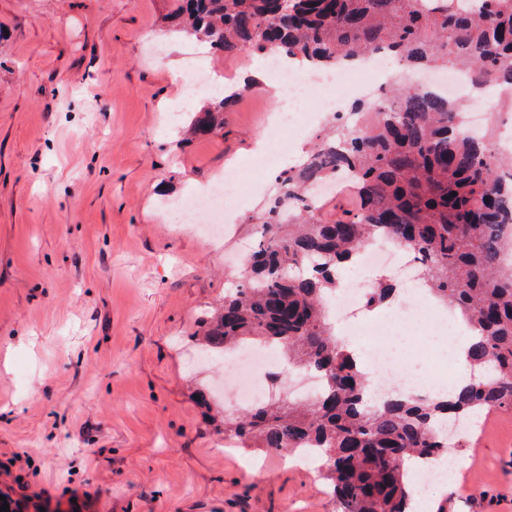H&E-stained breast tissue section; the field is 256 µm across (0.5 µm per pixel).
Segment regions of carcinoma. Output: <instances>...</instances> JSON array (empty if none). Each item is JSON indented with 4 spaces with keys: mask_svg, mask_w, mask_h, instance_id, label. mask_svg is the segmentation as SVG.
I'll list each match as a JSON object with an SVG mask.
<instances>
[{
    "mask_svg": "<svg viewBox=\"0 0 512 512\" xmlns=\"http://www.w3.org/2000/svg\"><path fill=\"white\" fill-rule=\"evenodd\" d=\"M177 0L175 31L213 53L248 48L316 70L389 51L412 69L462 71L469 83L512 103V0ZM228 100L195 114L207 135L223 127ZM460 101L404 83L380 103L328 116L323 134L297 166L278 176L243 280L200 321L202 346L224 351L249 342L279 346L288 363L327 378L318 396L286 393L256 401L224 435L251 448L312 449L323 459L337 512H411L410 460L437 456V426L475 412L512 409V155L494 134L467 133ZM355 175L354 204L334 220L310 204L314 185ZM387 235L421 263L419 280L469 330L468 362L484 372L445 402L427 396L370 404L368 380L329 320L337 271L362 247ZM396 283L370 289L366 306L394 295Z\"/></svg>",
    "mask_w": 512,
    "mask_h": 512,
    "instance_id": "obj_1",
    "label": "carcinoma"
}]
</instances>
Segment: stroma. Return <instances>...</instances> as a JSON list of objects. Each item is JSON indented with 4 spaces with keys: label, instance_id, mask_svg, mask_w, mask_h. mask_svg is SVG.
<instances>
[{
    "label": "stroma",
    "instance_id": "obj_1",
    "mask_svg": "<svg viewBox=\"0 0 512 512\" xmlns=\"http://www.w3.org/2000/svg\"><path fill=\"white\" fill-rule=\"evenodd\" d=\"M175 0H0V495L9 512H336L294 454L225 447L193 391L203 314L238 282L248 216L274 196L254 168L278 107L255 80L205 136L167 120L169 61L237 78L174 32ZM224 237L169 200L228 170ZM464 464L423 485L448 512H512V410L462 434Z\"/></svg>",
    "mask_w": 512,
    "mask_h": 512
}]
</instances>
